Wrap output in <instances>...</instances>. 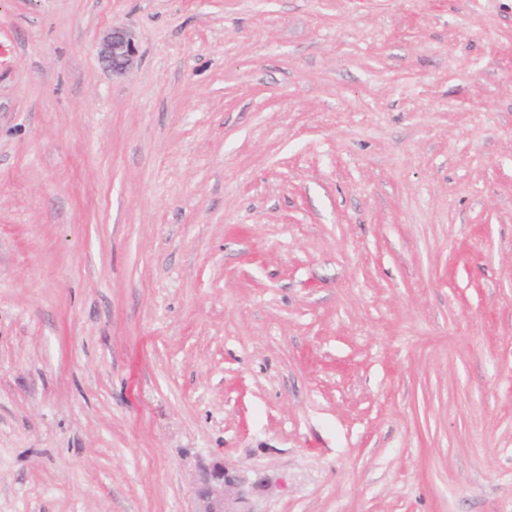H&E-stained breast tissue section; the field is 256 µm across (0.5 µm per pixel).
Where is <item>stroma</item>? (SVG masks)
Listing matches in <instances>:
<instances>
[{"instance_id":"obj_1","label":"stroma","mask_w":512,"mask_h":512,"mask_svg":"<svg viewBox=\"0 0 512 512\" xmlns=\"http://www.w3.org/2000/svg\"><path fill=\"white\" fill-rule=\"evenodd\" d=\"M217 461L512 512V0H0V512ZM102 59L112 68L113 75L122 74L132 66L137 57L135 43L126 30L113 29L102 45Z\"/></svg>"}]
</instances>
